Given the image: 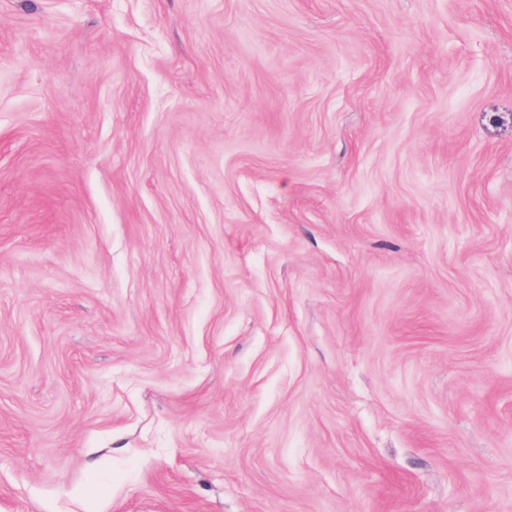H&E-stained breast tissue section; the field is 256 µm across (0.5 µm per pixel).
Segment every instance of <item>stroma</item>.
I'll return each mask as SVG.
<instances>
[{
	"mask_svg": "<svg viewBox=\"0 0 512 512\" xmlns=\"http://www.w3.org/2000/svg\"><path fill=\"white\" fill-rule=\"evenodd\" d=\"M0 512H512V0H0Z\"/></svg>",
	"mask_w": 512,
	"mask_h": 512,
	"instance_id": "obj_1",
	"label": "stroma"
}]
</instances>
